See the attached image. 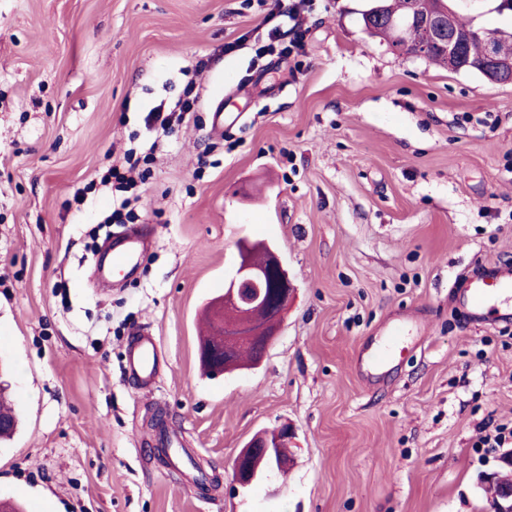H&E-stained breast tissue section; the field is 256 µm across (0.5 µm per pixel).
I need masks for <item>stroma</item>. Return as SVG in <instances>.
Instances as JSON below:
<instances>
[{
	"mask_svg": "<svg viewBox=\"0 0 512 512\" xmlns=\"http://www.w3.org/2000/svg\"><path fill=\"white\" fill-rule=\"evenodd\" d=\"M370 3L307 0L288 56L263 19L292 0H0V391L20 415L0 496L26 512H482L500 451L476 441L512 428V320L473 324L454 282L512 265V84L395 53L364 29ZM497 4L450 0L512 29ZM190 82L193 118L136 189L151 251L101 285L112 192L73 196L154 141L145 114ZM219 106L239 118L220 137ZM241 238L274 246L296 291L262 365L209 378L198 313ZM401 312L424 341L383 373L359 366ZM137 325L168 361L148 392L124 375ZM283 426L287 476L234 488L239 449Z\"/></svg>",
	"mask_w": 512,
	"mask_h": 512,
	"instance_id": "stroma-1",
	"label": "stroma"
}]
</instances>
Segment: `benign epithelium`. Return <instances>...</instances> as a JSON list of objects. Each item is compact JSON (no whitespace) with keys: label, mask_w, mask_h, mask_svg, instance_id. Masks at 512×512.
Listing matches in <instances>:
<instances>
[{"label":"benign epithelium","mask_w":512,"mask_h":512,"mask_svg":"<svg viewBox=\"0 0 512 512\" xmlns=\"http://www.w3.org/2000/svg\"><path fill=\"white\" fill-rule=\"evenodd\" d=\"M396 2L400 7L392 14V20L403 29L411 28L416 36L392 46L393 51L428 61L434 48L445 43L448 69L458 72V44L478 39L484 45L478 73L495 83H512V56L499 50L498 35L480 27L459 28L456 12L447 0H438V8L423 16L418 15L419 0ZM238 256L237 266L224 280V295L219 300L222 340L218 347L208 348L210 359L221 371L233 365L232 356L243 345L253 347L259 357L265 355L295 291L287 269L271 246H265L261 264L254 263L243 249L238 250ZM287 452L288 429L280 430L273 442L263 434L254 435L234 459L232 482L241 488L251 486L257 478L253 456L262 454L265 471L270 472L281 465ZM479 484L482 488H497L495 512H512V481H501L494 471L481 475Z\"/></svg>","instance_id":"obj_1"}]
</instances>
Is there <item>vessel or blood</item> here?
I'll return each mask as SVG.
<instances>
[{"instance_id":"b4317fda","label":"vessel or blood","mask_w":512,"mask_h":512,"mask_svg":"<svg viewBox=\"0 0 512 512\" xmlns=\"http://www.w3.org/2000/svg\"><path fill=\"white\" fill-rule=\"evenodd\" d=\"M154 229L148 224L131 226L108 245L110 256L108 271L99 272L100 283H107L109 272L133 269L143 259ZM459 303L475 322H483L487 311L512 305V269L498 266L484 269L467 281L459 292ZM405 334L404 320L397 319L384 327L385 340L371 354L374 367L386 365L392 358L394 347ZM162 367L158 342L147 327H136L126 348L125 374L140 390L148 391L155 385Z\"/></svg>"}]
</instances>
